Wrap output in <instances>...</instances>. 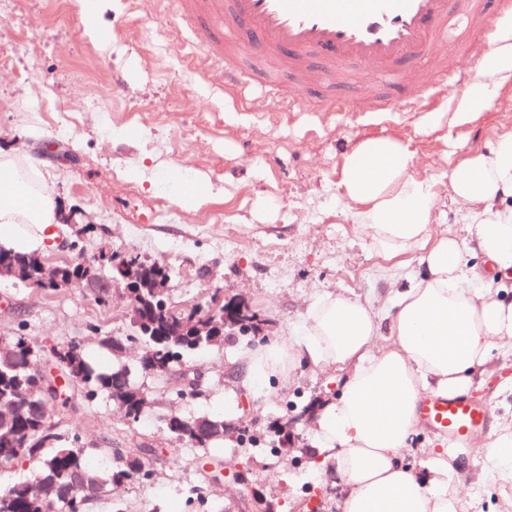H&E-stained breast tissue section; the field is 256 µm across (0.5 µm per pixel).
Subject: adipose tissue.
Here are the masks:
<instances>
[{"label": "adipose tissue", "mask_w": 512, "mask_h": 512, "mask_svg": "<svg viewBox=\"0 0 512 512\" xmlns=\"http://www.w3.org/2000/svg\"><path fill=\"white\" fill-rule=\"evenodd\" d=\"M449 183L454 201L479 217L482 266L464 262L457 238L435 233L437 185L416 173L399 139L352 145L342 156V203L375 251L416 257L421 272L397 292L389 324L360 299L329 294L310 308L303 336L263 346L242 365L249 385L288 379L302 362L343 373L339 394L313 413L317 453L344 491L342 512H466V493L448 479L462 450L439 448L418 469L401 451L419 428L422 399L470 393L493 351L512 346V301L490 288L512 279V213L496 207L512 197V131L453 169ZM55 221L43 184L0 154V246L36 250V228ZM385 334L391 342L379 346ZM483 475L512 483V422L487 449Z\"/></svg>", "instance_id": "adipose-tissue-1"}]
</instances>
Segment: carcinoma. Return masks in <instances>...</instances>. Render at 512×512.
Returning a JSON list of instances; mask_svg holds the SVG:
<instances>
[{"instance_id":"obj_1","label":"carcinoma","mask_w":512,"mask_h":512,"mask_svg":"<svg viewBox=\"0 0 512 512\" xmlns=\"http://www.w3.org/2000/svg\"><path fill=\"white\" fill-rule=\"evenodd\" d=\"M36 252H17L0 248V260L24 265L32 271L34 283H39V261ZM153 298L144 289L130 303L131 319L136 331L132 340L151 355L152 366L143 369L155 378L165 380L171 370L180 365L192 351L213 345L212 337L198 335L197 326L203 319L224 321V304L210 301L193 311L167 302L168 313L152 316L148 313ZM37 352L25 337H13L7 348L0 349V408H12L11 417L0 421V467L28 463L35 467L32 480H17L0 489V512H47L49 501H56L59 512H67V499L92 504L101 493L115 484L135 476H147L141 456L149 449H139L140 455L128 457L101 442L90 457L79 438L66 439L48 426L47 405L57 391L66 393V402L93 399L104 393L125 413L139 418L147 407V394L131 380L124 367L102 371L77 349L65 372L76 369L79 387H55L52 372L37 369ZM167 432L174 438L207 448L224 439V421L206 416L186 419L171 413L164 420Z\"/></svg>"}]
</instances>
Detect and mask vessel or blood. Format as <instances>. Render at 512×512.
<instances>
[{"instance_id":"1","label":"vessel or blood","mask_w":512,"mask_h":512,"mask_svg":"<svg viewBox=\"0 0 512 512\" xmlns=\"http://www.w3.org/2000/svg\"><path fill=\"white\" fill-rule=\"evenodd\" d=\"M183 16L204 21L201 41L212 58L223 61L232 89L249 94L259 87L263 96H277V71L298 81L319 78L333 87L351 81L361 65L381 77L372 94L384 112L436 110L445 83L468 90L477 73L443 60L439 73L415 70L425 93L413 98L399 94L391 83L400 68L438 54L453 21H460L456 45L478 59L486 51L485 37L495 29V17L512 13V0H180ZM256 52L270 73L261 79L244 76L239 54ZM419 417L461 446L491 425L488 403L469 396H431Z\"/></svg>"}]
</instances>
